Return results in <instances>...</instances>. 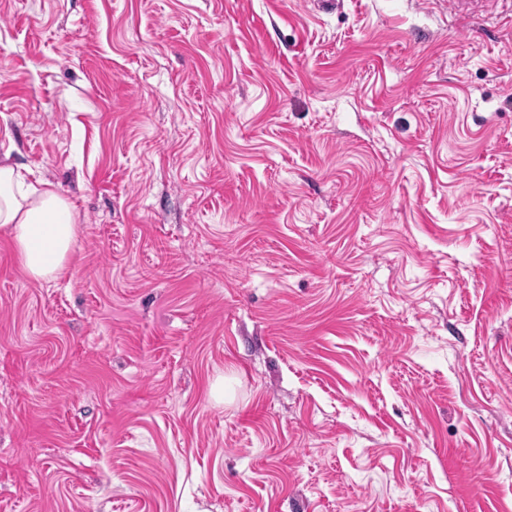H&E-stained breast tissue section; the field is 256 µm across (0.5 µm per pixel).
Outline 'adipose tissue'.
I'll return each instance as SVG.
<instances>
[{
  "label": "adipose tissue",
  "mask_w": 512,
  "mask_h": 512,
  "mask_svg": "<svg viewBox=\"0 0 512 512\" xmlns=\"http://www.w3.org/2000/svg\"><path fill=\"white\" fill-rule=\"evenodd\" d=\"M78 224L73 205L50 183H29L20 167L0 166V234L29 277H59L76 244Z\"/></svg>",
  "instance_id": "ef3b65f1"
}]
</instances>
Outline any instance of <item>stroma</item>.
<instances>
[{
    "mask_svg": "<svg viewBox=\"0 0 512 512\" xmlns=\"http://www.w3.org/2000/svg\"><path fill=\"white\" fill-rule=\"evenodd\" d=\"M0 0V512H512V0ZM22 170L0 166V234L29 277L55 280L76 244L78 213L50 183H27Z\"/></svg>",
    "mask_w": 512,
    "mask_h": 512,
    "instance_id": "obj_1",
    "label": "stroma"
}]
</instances>
